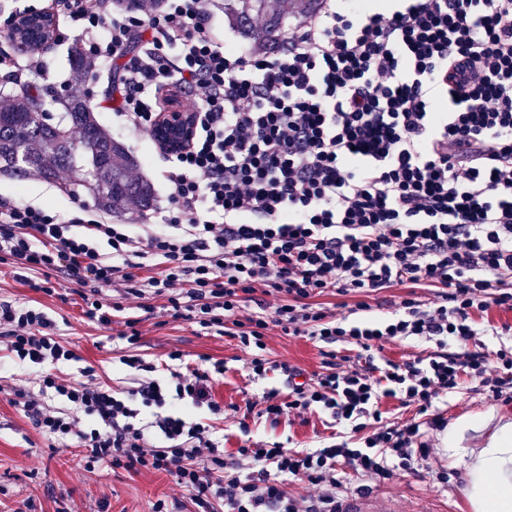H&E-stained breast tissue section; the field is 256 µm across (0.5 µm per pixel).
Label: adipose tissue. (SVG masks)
I'll return each instance as SVG.
<instances>
[{
  "label": "adipose tissue",
  "mask_w": 512,
  "mask_h": 512,
  "mask_svg": "<svg viewBox=\"0 0 512 512\" xmlns=\"http://www.w3.org/2000/svg\"><path fill=\"white\" fill-rule=\"evenodd\" d=\"M450 463H464L462 492L472 512H512V419L500 418L485 447L447 448Z\"/></svg>",
  "instance_id": "ef3b65f1"
}]
</instances>
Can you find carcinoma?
<instances>
[{"instance_id":"1","label":"carcinoma","mask_w":512,"mask_h":512,"mask_svg":"<svg viewBox=\"0 0 512 512\" xmlns=\"http://www.w3.org/2000/svg\"><path fill=\"white\" fill-rule=\"evenodd\" d=\"M281 0H229L243 36L257 45L276 42L284 27ZM69 85L73 92L56 97L47 87L27 90L0 109V175L23 181L36 173L54 182L59 173L72 174V195H88L102 211L123 214L130 206L147 209L155 192L147 180H133L136 156L112 138L77 89L90 78L82 50L73 43L68 52ZM60 105L65 122H50L49 106Z\"/></svg>"}]
</instances>
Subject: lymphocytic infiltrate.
<instances>
[{"label":"lymphocytic infiltrate","mask_w":512,"mask_h":512,"mask_svg":"<svg viewBox=\"0 0 512 512\" xmlns=\"http://www.w3.org/2000/svg\"><path fill=\"white\" fill-rule=\"evenodd\" d=\"M55 5L91 70L118 64L112 110L127 126L152 130L174 90L195 98L199 120L168 159L159 218L134 228L0 199V261L37 291L39 275L63 271L123 298L166 297L175 317L249 348V379L284 376V389L248 402L257 418L319 411L360 437L312 451L259 442L226 457L191 414L223 418L211 395L223 362L156 377L130 318V387L93 382L91 366L65 379L56 370L77 355L47 312L0 302L8 358L42 371L38 391H17L14 404L44 436L86 448L90 470L174 475L194 512H341L339 465L383 479L413 470L432 454L427 430L446 428L439 417L383 423L381 398L427 414L467 373L512 403V348L492 362L466 349L473 311L512 307V0H324L258 52L226 44L208 0ZM396 285L433 296L413 292L387 319L367 318L369 297ZM331 290L355 296V319L318 304ZM274 327L321 344L324 372L305 378L267 358ZM409 337L436 352L377 363L375 349ZM339 344L360 350L342 371ZM291 477L317 495L290 496Z\"/></svg>","instance_id":"lymphocytic-infiltrate-1"}]
</instances>
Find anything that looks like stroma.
Segmentation results:
<instances>
[{
    "label": "stroma",
    "instance_id": "stroma-1",
    "mask_svg": "<svg viewBox=\"0 0 512 512\" xmlns=\"http://www.w3.org/2000/svg\"><path fill=\"white\" fill-rule=\"evenodd\" d=\"M105 87V80L93 79L80 92L87 95L101 123L139 158L134 176L150 180L157 208H166L169 189L162 178L166 160L148 134L126 127L115 112L106 109ZM70 179V173H62V183L57 186L36 175L21 183L0 176V198L46 205L71 215L80 207L90 206L91 201L88 196L73 197L65 192L63 185ZM49 281L51 292L34 291L15 277L9 264L0 262V301L39 303L55 321L57 336L77 354V361L61 366L62 376L78 377L81 367L90 365L98 381L115 388L125 386L128 370L119 357L126 342L120 334L132 312L140 320L142 350L154 364H164L174 350L181 351L184 362L192 367L200 366L205 356L223 361L226 372L216 379L213 394L224 407L222 428L227 453L266 441L309 450L332 434L330 418L318 413L303 422L285 420L277 425L244 418L242 410L247 402L258 400L264 390L280 386V378L272 374L257 382L249 380L244 367L246 353L236 339L206 333L188 321L173 318L166 298L148 297L141 309L136 300L124 301L112 289H99L101 301L121 300L126 305L112 324L101 326L83 314L82 297L88 294V287L59 272L51 273ZM472 322L478 334L468 342L469 351L492 361L499 349L512 346V309L494 305L474 313ZM267 352L270 360L296 366L307 374L321 371L323 366L319 347L305 336H286L280 330H271ZM37 378L35 369L15 365L7 358L0 360V512H17L27 500L33 503L31 512H97L103 500L109 503L108 512H152L159 499L179 500L185 512H191L189 495L174 476L109 468L88 472L79 465L83 449L43 437L32 421L11 405L6 393L13 386L35 387ZM431 412L459 429L460 447L481 448L504 409L478 379L465 374L458 389L434 400ZM429 437L434 444L429 462L416 471H399L389 479L373 481V496L385 500L392 512H469L461 492L462 470L449 465L445 454L447 433L433 431Z\"/></svg>",
    "mask_w": 512,
    "mask_h": 512
}]
</instances>
